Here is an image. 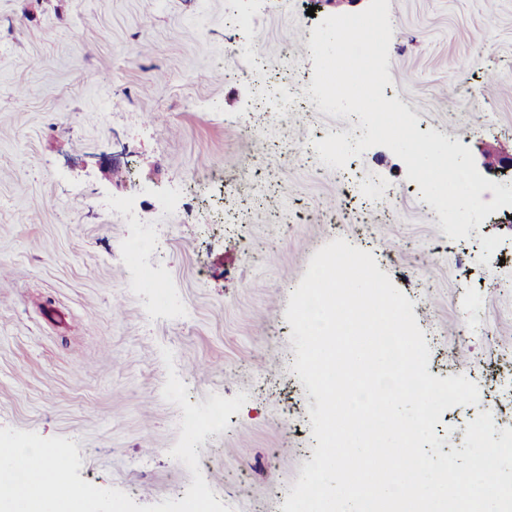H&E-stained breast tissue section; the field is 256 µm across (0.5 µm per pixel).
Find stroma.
Wrapping results in <instances>:
<instances>
[{"mask_svg":"<svg viewBox=\"0 0 512 512\" xmlns=\"http://www.w3.org/2000/svg\"><path fill=\"white\" fill-rule=\"evenodd\" d=\"M494 2L389 0L383 95L512 187L494 164L512 153V0ZM368 3L0 0V428L73 441L79 476L136 504L177 498L193 475L169 455L184 413L162 397L167 347L190 403L247 396L195 446L209 488L231 512H282L317 445L285 312L339 237L412 301L429 373L480 389L436 426L441 452L478 413L512 424V208L454 241L388 148L338 169L314 147L366 133L305 92L317 21ZM286 84L289 115L256 111Z\"/></svg>","mask_w":512,"mask_h":512,"instance_id":"obj_1","label":"stroma"}]
</instances>
